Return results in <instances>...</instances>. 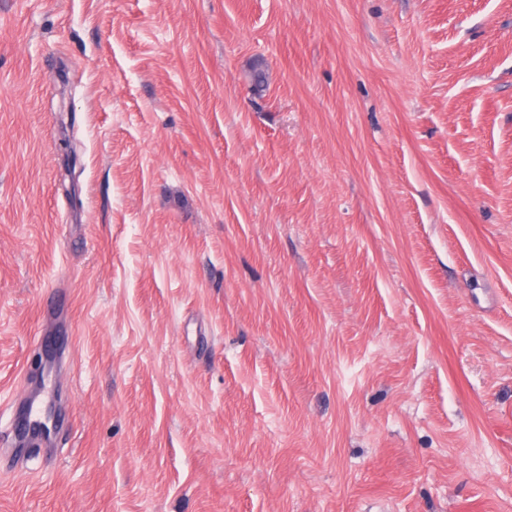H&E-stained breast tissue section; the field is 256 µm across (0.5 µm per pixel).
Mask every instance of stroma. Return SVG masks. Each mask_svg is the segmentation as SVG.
<instances>
[{
  "label": "stroma",
  "mask_w": 512,
  "mask_h": 512,
  "mask_svg": "<svg viewBox=\"0 0 512 512\" xmlns=\"http://www.w3.org/2000/svg\"><path fill=\"white\" fill-rule=\"evenodd\" d=\"M0 512H512V0H0Z\"/></svg>",
  "instance_id": "stroma-1"
}]
</instances>
